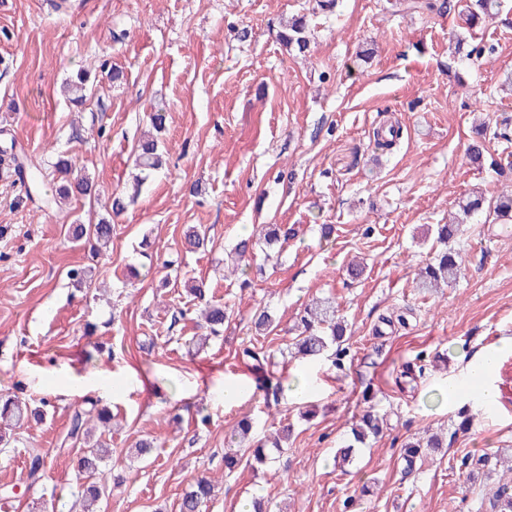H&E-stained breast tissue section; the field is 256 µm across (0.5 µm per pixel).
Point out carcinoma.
<instances>
[{"label":"carcinoma","instance_id":"obj_1","mask_svg":"<svg viewBox=\"0 0 512 512\" xmlns=\"http://www.w3.org/2000/svg\"><path fill=\"white\" fill-rule=\"evenodd\" d=\"M448 0H412L408 5L410 9H419L429 12H445L448 10ZM500 0H470L464 8L466 20L473 24L481 19L492 18L499 13ZM278 39L289 50H296L303 53L308 50L310 40L306 36V23L304 17L294 19L288 24V30L278 32ZM89 91L84 71L76 73L75 78L66 83L65 93L69 103L79 107L87 99ZM160 145L154 138H145L136 146V166L143 173H149L157 168L160 161ZM30 164L26 158L15 151V146L4 145L0 147V172L21 183L26 179L36 180L37 173H27ZM55 172L63 179L64 185L56 192L47 204L60 205L62 201L72 195H89L92 193L94 183L86 175H73L72 161L60 155L54 163ZM461 217L453 218L447 224L436 225L437 241L446 245L456 238L461 232L464 220L470 218L483 210L492 214L493 221L512 222V194H501L496 199L485 200L484 198H466L459 203ZM292 235V229L284 224H264L258 230L256 239H244L236 245V254L242 263H247V255L254 246L265 243L271 245L281 240L285 241ZM71 236L75 241L83 238H94L97 242L106 244L112 240V224L100 220L96 224H73L71 225ZM462 268V257L452 249L437 255L426 265L420 268L417 283L423 289L439 288L443 284H450L456 280ZM187 291L194 295V298L205 301L203 315L210 333L217 335L224 327L227 318V311L224 305L212 303L205 299L203 283L196 280L187 282ZM300 322L302 333L296 340L297 353L303 357H318L323 355L330 346H336L335 355L341 357L347 353L343 347L342 324L336 318V307L329 300H317L304 311ZM274 320L265 310L254 314L251 324L255 334L266 335L273 329ZM42 420V412L33 408L30 404L19 397L5 391L0 393V446L8 447L14 440V431L30 421ZM112 421V414L104 408L95 413L87 411L75 415L72 433L79 431L91 422L101 425H108ZM383 419L372 410L364 411L353 425L351 443L339 449L335 456V465L343 467L352 462L355 446L364 445L371 437L380 433ZM443 447L442 439L432 437L426 442L419 440L410 441L404 446L403 459L407 467H412L417 459L429 454L430 451ZM112 455L108 446L101 442L87 445L79 460V468L87 482L83 485L80 502L83 512H90L89 504L100 499L107 492L105 483L94 481L96 474L102 473L100 466ZM509 462L499 454H485L474 459V465L483 471L491 472L497 467ZM213 492L212 480L201 477L195 481L191 488L186 491L179 505V512H203V507L211 501ZM489 512H512V486L502 484L493 492L488 499Z\"/></svg>","mask_w":512,"mask_h":512}]
</instances>
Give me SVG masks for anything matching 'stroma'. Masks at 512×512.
Segmentation results:
<instances>
[{"instance_id":"stroma-1","label":"stroma","mask_w":512,"mask_h":512,"mask_svg":"<svg viewBox=\"0 0 512 512\" xmlns=\"http://www.w3.org/2000/svg\"><path fill=\"white\" fill-rule=\"evenodd\" d=\"M0 0V145L47 169L67 151L93 178L89 198L48 206L52 177L31 190L0 178V389L46 405L42 423L0 450V512H79L82 439L76 410L100 401L114 415L103 469L114 486L97 512H178L197 477L214 480L206 512H486L488 494L512 470L469 479L467 456L512 454V356L497 369V406L449 405L441 391L463 378L474 354L512 337V223L480 213L454 242L464 265L437 293L416 274L432 257L427 226L443 224L475 190L512 191L497 163L512 142L477 136L512 124V0L497 19L466 28L458 9L417 13L396 0ZM307 15L310 45L277 39L283 22ZM465 32L493 47L475 59L449 54ZM119 67L120 83L106 69ZM94 79L83 110L61 86L78 69ZM163 108V165L136 185L134 149L148 115ZM400 128L389 152L373 147L383 126ZM106 127L98 136V127ZM480 145L481 162L467 160ZM124 209L113 215L111 202ZM111 219L112 242L95 252L68 228ZM285 224L287 242L257 248L248 271L231 251L258 225ZM331 224L330 240L320 227ZM204 231L212 251L190 253L184 233ZM365 271L350 280L347 265ZM140 269L128 276V266ZM86 267L93 285L68 273ZM226 306L220 335L203 350L200 304L184 279ZM336 303L350 355L292 360L288 345L313 299ZM259 310L273 331L254 335ZM405 314V324L395 321ZM310 387L291 397L298 375ZM244 388L225 403V386ZM371 394L364 403L363 394ZM180 406V420L169 409ZM471 410L459 429L460 407ZM382 433L357 449L347 471L333 456L366 408ZM209 414L208 426L197 423ZM266 439L289 429L270 466L243 455L231 472L224 448L243 416ZM443 448L406 467V441L425 431ZM150 456L129 450L141 438ZM40 449L42 478L28 484L27 449Z\"/></svg>"}]
</instances>
